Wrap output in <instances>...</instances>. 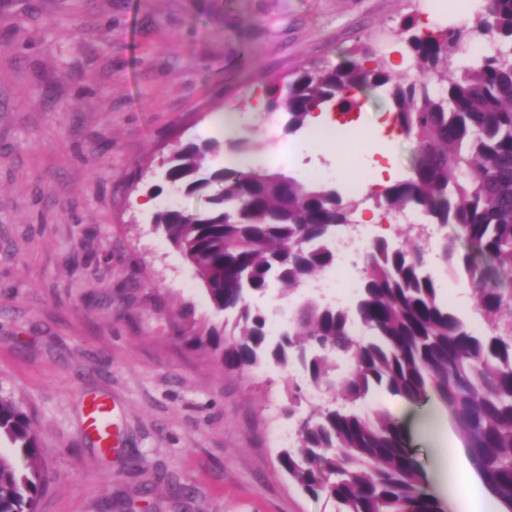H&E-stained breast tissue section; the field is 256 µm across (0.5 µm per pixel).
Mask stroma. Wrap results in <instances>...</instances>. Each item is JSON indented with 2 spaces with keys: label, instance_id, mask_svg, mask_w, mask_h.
<instances>
[{
  "label": "stroma",
  "instance_id": "stroma-1",
  "mask_svg": "<svg viewBox=\"0 0 512 512\" xmlns=\"http://www.w3.org/2000/svg\"><path fill=\"white\" fill-rule=\"evenodd\" d=\"M437 2L0 0V393L40 432L38 512H336L278 463L287 376L226 371L190 341L189 321L224 314L152 215L205 202L150 188L177 144L245 136L255 169L299 176L311 152L359 184L381 158L406 176L414 145L390 134L385 96L333 113L354 138L315 146L265 116L264 89L361 43L408 70L401 23L453 25L457 0ZM94 400L113 408L106 459L84 430ZM405 435L442 512H479L482 483L457 499L441 487L446 451L473 470L449 416Z\"/></svg>",
  "mask_w": 512,
  "mask_h": 512
}]
</instances>
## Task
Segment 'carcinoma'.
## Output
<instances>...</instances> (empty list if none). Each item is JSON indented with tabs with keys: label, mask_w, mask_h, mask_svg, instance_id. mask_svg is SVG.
I'll use <instances>...</instances> for the list:
<instances>
[{
	"label": "carcinoma",
	"mask_w": 512,
	"mask_h": 512,
	"mask_svg": "<svg viewBox=\"0 0 512 512\" xmlns=\"http://www.w3.org/2000/svg\"><path fill=\"white\" fill-rule=\"evenodd\" d=\"M406 47L414 74L393 71L368 49L341 66L311 65L291 80H273L265 111L302 129L316 111H351L356 92L383 91L389 118L414 143L408 177L363 197L323 182L251 167H212L224 151L214 141L177 145L163 159L169 179L189 195H205L202 212L160 211L155 222L193 264L214 307L238 310L228 336L206 327L192 336L220 351L226 370L275 368L302 378L288 382V411L303 387L328 393L298 424L296 445L278 461L292 482L324 496L336 512H440L421 487L403 429L386 410L360 409L375 389L417 404L446 408L489 495L512 512V0H480L473 23L419 28L410 18ZM489 37L471 65L450 68L470 42ZM372 200L388 214L418 213L426 224L454 225L465 240L410 244L371 239L355 303L314 297L299 302L274 341L268 317L246 302L276 285L279 297L336 265L334 241ZM472 290L474 311L489 331L477 332L444 298L427 272L430 260ZM369 338L354 337L355 325ZM0 512H37L47 485L40 437L24 406L0 395Z\"/></svg>",
	"instance_id": "1"
}]
</instances>
